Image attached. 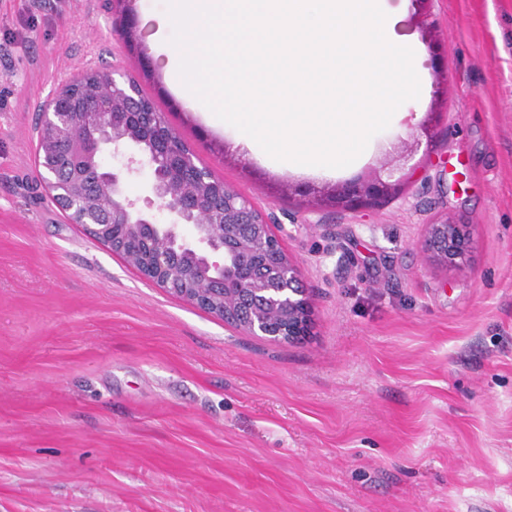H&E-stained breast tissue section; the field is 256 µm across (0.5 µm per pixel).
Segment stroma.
<instances>
[{
	"mask_svg": "<svg viewBox=\"0 0 512 512\" xmlns=\"http://www.w3.org/2000/svg\"><path fill=\"white\" fill-rule=\"evenodd\" d=\"M381 7L420 95L326 181L432 108L438 142L373 210L310 212L284 190L300 174L206 124L105 0H0V512H512V0H433L436 61L412 0ZM89 65L135 78L198 166L278 216L311 336L246 334L64 220L36 108ZM447 217L470 231L461 269L421 249Z\"/></svg>",
	"mask_w": 512,
	"mask_h": 512,
	"instance_id": "stroma-1",
	"label": "stroma"
}]
</instances>
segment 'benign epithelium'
Segmentation results:
<instances>
[{"instance_id": "obj_1", "label": "benign epithelium", "mask_w": 512, "mask_h": 512, "mask_svg": "<svg viewBox=\"0 0 512 512\" xmlns=\"http://www.w3.org/2000/svg\"><path fill=\"white\" fill-rule=\"evenodd\" d=\"M127 7L129 48L138 34L131 0H113ZM97 70L88 68L56 88L39 106L44 123H63L64 114L84 113L91 128L82 141L65 136L55 153L43 157L36 144L44 188L69 224L98 232L112 224L106 243L141 274L180 299L252 336L272 342H293L310 335L312 303L297 264L272 231L278 217L258 209L248 198L215 179L194 162L192 150L172 131L162 113L139 92L131 77L111 78L92 90ZM437 132L432 113L414 126L411 142L398 154L399 164L384 162L363 176L332 185L311 182L288 185L309 210L332 206L351 211L372 209L394 195L406 179L405 167L416 152H430ZM120 160L105 166L104 155ZM149 169L151 190L171 221L161 223L146 206L122 189L127 175ZM192 227L191 235L182 226ZM424 251L449 266L461 267L470 256L467 226L444 219L428 225Z\"/></svg>"}]
</instances>
